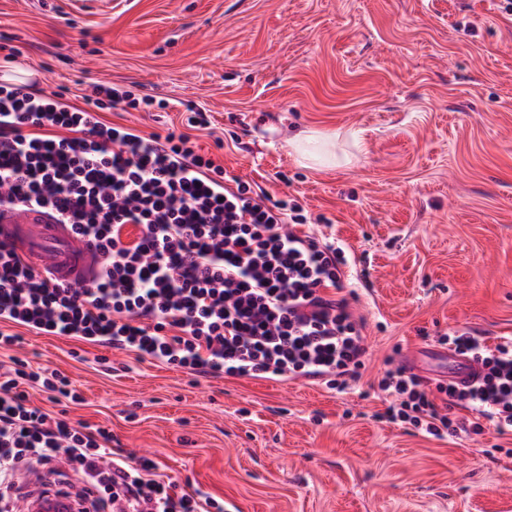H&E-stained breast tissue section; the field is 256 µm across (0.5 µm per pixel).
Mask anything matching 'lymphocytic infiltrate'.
Segmentation results:
<instances>
[{"mask_svg": "<svg viewBox=\"0 0 512 512\" xmlns=\"http://www.w3.org/2000/svg\"><path fill=\"white\" fill-rule=\"evenodd\" d=\"M167 108L100 85L83 107L40 86L0 84V206H37L95 241L89 288L50 282L0 242V348L24 333L63 336L212 377L322 379L342 390L366 355L341 275L345 250L306 232L297 200L229 176L190 137L107 122V111ZM440 343L477 360L473 385L388 370L387 419L425 434L512 433V336L474 331ZM77 400L58 370L16 360L0 381V512H15L18 474L64 462L79 476L80 512H224L149 458H114L112 435L31 406L19 383ZM464 418L452 417V410Z\"/></svg>", "mask_w": 512, "mask_h": 512, "instance_id": "obj_1", "label": "lymphocytic infiltrate"}]
</instances>
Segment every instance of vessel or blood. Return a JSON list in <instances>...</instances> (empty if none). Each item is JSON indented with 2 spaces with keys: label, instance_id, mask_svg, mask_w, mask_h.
I'll use <instances>...</instances> for the list:
<instances>
[{
  "label": "vessel or blood",
  "instance_id": "obj_1",
  "mask_svg": "<svg viewBox=\"0 0 512 512\" xmlns=\"http://www.w3.org/2000/svg\"><path fill=\"white\" fill-rule=\"evenodd\" d=\"M0 241L17 248L40 275L64 284H91L99 270L101 259L94 244L47 212L1 207ZM452 369L451 377L459 383L473 382L480 374L479 365L463 356L453 357ZM19 512L72 510L66 496L48 492L23 502Z\"/></svg>",
  "mask_w": 512,
  "mask_h": 512
}]
</instances>
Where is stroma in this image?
<instances>
[{
    "label": "stroma",
    "instance_id": "stroma-1",
    "mask_svg": "<svg viewBox=\"0 0 512 512\" xmlns=\"http://www.w3.org/2000/svg\"><path fill=\"white\" fill-rule=\"evenodd\" d=\"M0 0V44L46 92L106 84L176 110L108 114L192 136L229 175L288 194L348 257L362 377L210 378L57 336L0 349L63 372L71 421L106 428L224 512H512V435L435 438L390 424L389 361L439 333L512 335V15L503 0ZM354 130L345 167L289 154L302 129Z\"/></svg>",
    "mask_w": 512,
    "mask_h": 512
}]
</instances>
